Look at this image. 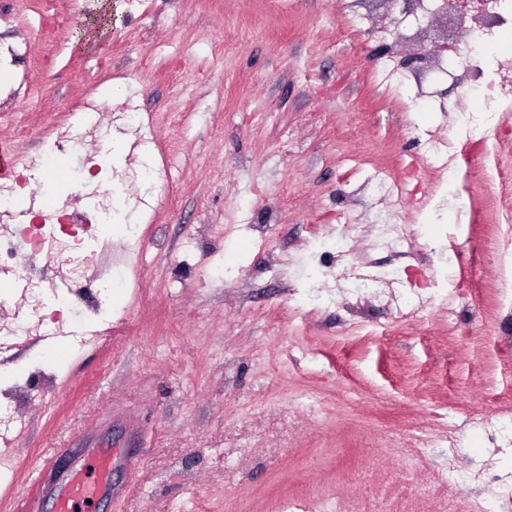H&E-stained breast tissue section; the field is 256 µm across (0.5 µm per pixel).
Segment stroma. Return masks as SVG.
Returning a JSON list of instances; mask_svg holds the SVG:
<instances>
[{
    "instance_id": "35a3bbf8",
    "label": "stroma",
    "mask_w": 512,
    "mask_h": 512,
    "mask_svg": "<svg viewBox=\"0 0 512 512\" xmlns=\"http://www.w3.org/2000/svg\"><path fill=\"white\" fill-rule=\"evenodd\" d=\"M84 31L83 47L73 44ZM29 38L20 67L27 105L7 109L0 146L42 153L83 104L138 98L181 143L172 182L144 227L142 254L105 246L117 322L70 352L42 341L0 364V381L48 363L55 380L25 402L13 447L22 467L0 502L25 490L47 449L87 435L122 448L134 473L104 512H281L327 490L322 512H431L446 449L411 456L440 433L448 406L495 410L512 394V316L499 307L512 246L496 166L512 168V134L487 150L449 108L464 88L423 57L431 42L466 47L456 21H430L405 0H0V41ZM396 69L430 92L417 105L385 81ZM434 138L470 160L458 195L415 178ZM431 196L395 213L382 173ZM350 221L356 271L396 272L425 294L424 316L378 297L338 293L293 312L288 286L317 284L312 258L337 216ZM405 225L410 256L385 248L382 224Z\"/></svg>"
}]
</instances>
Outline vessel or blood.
<instances>
[{"label":"vessel or blood","instance_id":"1","mask_svg":"<svg viewBox=\"0 0 512 512\" xmlns=\"http://www.w3.org/2000/svg\"><path fill=\"white\" fill-rule=\"evenodd\" d=\"M58 463L55 453L48 452L41 457L39 465L27 476L28 496L53 495L57 512H93L101 500L114 495L112 470L127 465L128 459L122 454L86 448L60 481L46 482V474L52 473Z\"/></svg>","mask_w":512,"mask_h":512}]
</instances>
